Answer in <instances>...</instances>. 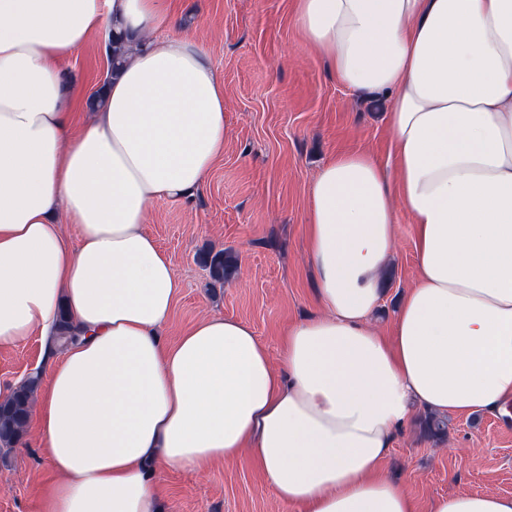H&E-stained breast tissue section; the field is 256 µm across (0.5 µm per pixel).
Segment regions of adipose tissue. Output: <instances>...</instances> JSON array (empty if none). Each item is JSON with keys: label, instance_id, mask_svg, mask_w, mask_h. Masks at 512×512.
Here are the masks:
<instances>
[{"label": "adipose tissue", "instance_id": "adipose-tissue-1", "mask_svg": "<svg viewBox=\"0 0 512 512\" xmlns=\"http://www.w3.org/2000/svg\"><path fill=\"white\" fill-rule=\"evenodd\" d=\"M297 22L339 84L381 99L392 164L343 151L312 182L319 311L275 365L221 315L163 340L181 283L147 209L199 191L228 130L203 46L171 34L166 0H0V348L51 341L63 311L79 336L45 351L33 418L58 478L37 512H163L166 470L244 449L301 512H512L494 492L419 507L382 468L413 409L512 400V0H297ZM114 31L133 49L73 130L62 65ZM400 208L418 276L385 333Z\"/></svg>", "mask_w": 512, "mask_h": 512}]
</instances>
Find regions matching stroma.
<instances>
[{"mask_svg": "<svg viewBox=\"0 0 512 512\" xmlns=\"http://www.w3.org/2000/svg\"><path fill=\"white\" fill-rule=\"evenodd\" d=\"M170 4L175 33L201 42L224 80L229 133L223 157L194 197L178 205L156 202L148 211L146 227L182 285L165 339L174 342L200 317L221 314L250 325L276 362L282 332L317 312L307 253L308 189L340 150L367 149L389 163L386 117L376 102L360 101L338 84L326 62L306 49L294 0ZM64 67L85 99L109 71L95 39ZM397 222L385 295L373 318L383 330L418 274L408 213L399 211ZM220 250L235 268L218 285L201 258ZM47 368L41 336L0 349V388ZM419 420L412 415L398 431L384 463L419 505L456 492L512 495V414L449 416L440 441L425 438ZM55 479L34 429H26L0 463V512H36L43 488ZM160 494L164 512H299L278 498L245 450L198 471L166 472Z\"/></svg>", "mask_w": 512, "mask_h": 512, "instance_id": "35a3bbf8", "label": "stroma"}]
</instances>
